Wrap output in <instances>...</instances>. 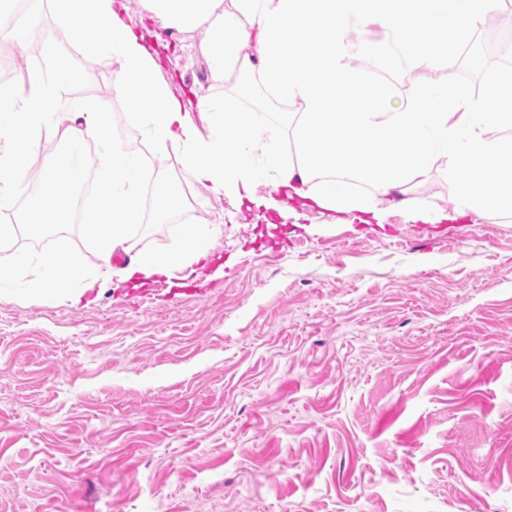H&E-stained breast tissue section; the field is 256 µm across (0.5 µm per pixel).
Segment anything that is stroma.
<instances>
[{
    "instance_id": "stroma-1",
    "label": "stroma",
    "mask_w": 512,
    "mask_h": 512,
    "mask_svg": "<svg viewBox=\"0 0 512 512\" xmlns=\"http://www.w3.org/2000/svg\"><path fill=\"white\" fill-rule=\"evenodd\" d=\"M120 12L197 126L212 96L278 111L215 79L204 30L163 47L145 0ZM12 18L27 70L59 50L86 67L56 108L103 107L190 223L218 230L179 294L160 277L77 304L0 293V512H512V216L257 218L128 123L112 61L43 40L61 29L48 0ZM467 42L453 65L476 97L512 32L484 20Z\"/></svg>"
}]
</instances>
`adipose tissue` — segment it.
Wrapping results in <instances>:
<instances>
[{"label": "adipose tissue", "instance_id": "1", "mask_svg": "<svg viewBox=\"0 0 512 512\" xmlns=\"http://www.w3.org/2000/svg\"><path fill=\"white\" fill-rule=\"evenodd\" d=\"M119 2L52 0V6L88 59L112 60L114 83L134 91L129 123L147 130L160 148H176L185 172L214 193L237 196L275 182L287 190L283 201L253 203L286 219L316 208L352 214L362 224L383 223L392 209L425 224L512 215V81L490 85L475 99L444 81L414 82L398 94L354 65L348 39L354 28H381L414 68L431 71L502 0H147L164 28L207 31L198 50L216 75L260 87L285 107L265 124L257 113L207 98L199 103L208 117L203 128L157 81L158 63L118 12ZM82 78L70 54L60 51L49 73L30 71L0 96V200L25 194L34 182L38 197L51 203L42 214L26 209L0 225V292L53 296L68 283L83 295L98 285L66 238L37 259L13 247L17 228L57 224L67 213L62 175L78 177L95 163L104 172L103 217L93 233L102 264L125 247L141 213L137 188L145 160L115 144L109 113L79 111L76 127L57 113L58 89ZM86 135L96 143L95 155L79 143ZM288 136L297 149L293 159L282 148ZM44 137L68 147L50 165L32 167L29 157ZM440 168L448 175L451 210L406 197L410 184ZM169 230L177 247L164 255L135 253L117 270L120 282L194 274L209 254L214 226L170 224Z\"/></svg>", "mask_w": 512, "mask_h": 512}]
</instances>
